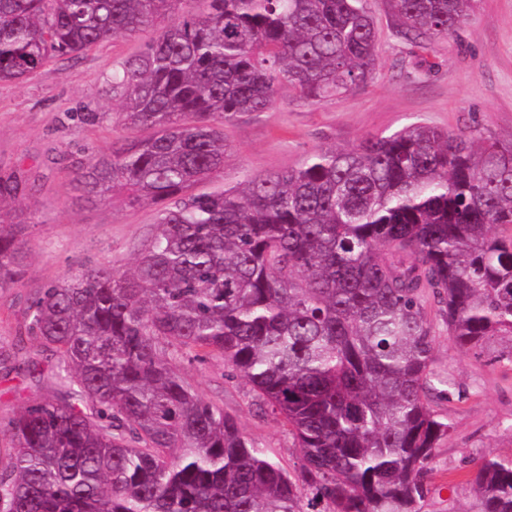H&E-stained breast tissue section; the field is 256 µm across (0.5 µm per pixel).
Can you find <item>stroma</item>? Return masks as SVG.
I'll return each instance as SVG.
<instances>
[{
  "label": "stroma",
  "instance_id": "stroma-1",
  "mask_svg": "<svg viewBox=\"0 0 512 512\" xmlns=\"http://www.w3.org/2000/svg\"><path fill=\"white\" fill-rule=\"evenodd\" d=\"M378 30L375 71L364 85L321 100L300 99L281 87L266 111L245 113L224 128V170L206 182L213 191L254 175L298 167L320 148L346 149L413 123L452 132L481 130L512 142V0H474L452 34L414 43L404 38L391 0H367ZM158 29L118 36L76 56L54 59L20 83L0 84V173L26 183L22 207L30 219L21 282L0 288V421L30 400L51 396L49 381L28 375L49 369L50 349L27 335V307L38 286L85 269L129 267L156 215L153 204L127 207L117 192L109 204L88 207L71 183L75 167L128 136L107 79L113 67L156 38ZM100 120L82 123L80 114ZM433 369L454 380L459 395L441 402L452 431L430 464L423 512H467L469 469L483 455H512V368L492 352L459 349L438 330ZM181 375L208 401L234 416L240 432L287 470L299 463L292 435L278 415L261 410L251 386L232 376L221 355L179 359Z\"/></svg>",
  "mask_w": 512,
  "mask_h": 512
}]
</instances>
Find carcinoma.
I'll list each match as a JSON object with an SVG mask.
<instances>
[{"instance_id":"1","label":"carcinoma","mask_w":512,"mask_h":512,"mask_svg":"<svg viewBox=\"0 0 512 512\" xmlns=\"http://www.w3.org/2000/svg\"><path fill=\"white\" fill-rule=\"evenodd\" d=\"M0 0V82L116 35H160L112 69L124 138L77 167L89 204L159 206L125 271L40 287L27 333L56 355V398L0 424V512H422L448 438L432 403L435 303L456 346L512 338V143L422 123L318 149L242 188L224 126L287 85L319 101L371 79L365 0ZM473 0H394L406 36H444ZM26 187L0 174V288L22 276ZM220 354L288 426L291 472L204 400L175 356ZM465 512H512V457L470 474Z\"/></svg>"}]
</instances>
